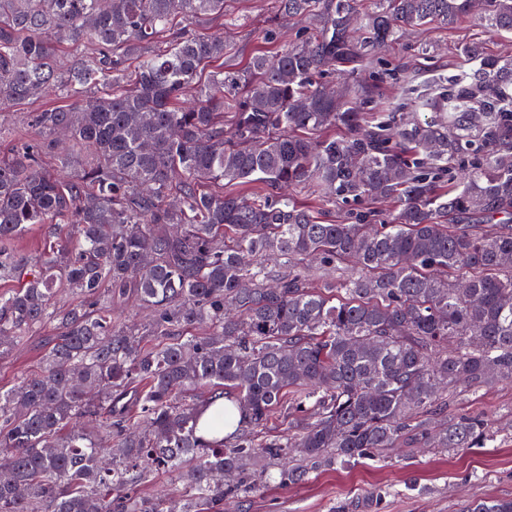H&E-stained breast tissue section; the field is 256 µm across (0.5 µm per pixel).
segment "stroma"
Listing matches in <instances>:
<instances>
[{"label":"stroma","instance_id":"1","mask_svg":"<svg viewBox=\"0 0 512 512\" xmlns=\"http://www.w3.org/2000/svg\"><path fill=\"white\" fill-rule=\"evenodd\" d=\"M278 0H225L223 17L197 22L196 34H223L232 44L224 56V69L242 70L257 51H282L297 40L298 25L283 19ZM477 40L486 52H512V33L490 32L471 19L457 29L432 27L413 34L409 41L383 48L379 59L408 78L424 82L433 78L471 77L473 65L458 48ZM49 98L0 106V155L14 143L15 131L26 126L28 115L49 105ZM53 327L39 330L25 344L0 356V385L13 384L36 370L42 339ZM392 493L377 512H461L466 503L512 499V434L501 432L484 448L444 454L418 445H402L386 460L364 459L311 476L302 485L281 487L270 483L246 497L229 499L224 512H332L335 506L364 499L374 488Z\"/></svg>","mask_w":512,"mask_h":512}]
</instances>
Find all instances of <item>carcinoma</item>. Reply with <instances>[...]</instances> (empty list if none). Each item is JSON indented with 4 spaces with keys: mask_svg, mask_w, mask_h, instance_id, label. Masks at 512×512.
Returning a JSON list of instances; mask_svg holds the SVG:
<instances>
[{
    "mask_svg": "<svg viewBox=\"0 0 512 512\" xmlns=\"http://www.w3.org/2000/svg\"><path fill=\"white\" fill-rule=\"evenodd\" d=\"M279 11L302 43L226 75L224 37L179 26L224 0H0V105L57 98L0 157V347L58 329L38 372L0 386V512H222L274 473L296 486L402 439L450 453L500 433L447 410L512 382V58L466 42L479 78L404 88L426 125L367 112L360 68L432 23L511 32L512 0ZM61 134L64 178L44 167ZM299 185L308 200L283 192ZM36 226L29 265L14 241ZM313 262L353 272L315 284ZM131 297L143 331L112 319ZM159 471L181 487L141 494Z\"/></svg>",
    "mask_w": 512,
    "mask_h": 512,
    "instance_id": "carcinoma-1",
    "label": "carcinoma"
}]
</instances>
